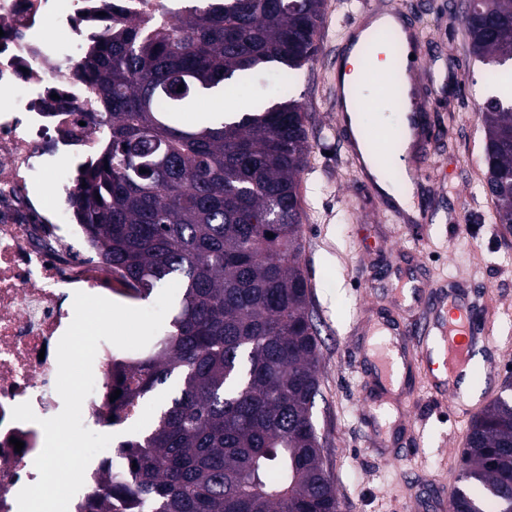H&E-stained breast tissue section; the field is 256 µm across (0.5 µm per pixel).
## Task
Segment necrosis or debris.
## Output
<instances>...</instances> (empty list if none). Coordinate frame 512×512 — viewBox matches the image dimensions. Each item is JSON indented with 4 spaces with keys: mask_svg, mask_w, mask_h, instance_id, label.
<instances>
[{
    "mask_svg": "<svg viewBox=\"0 0 512 512\" xmlns=\"http://www.w3.org/2000/svg\"><path fill=\"white\" fill-rule=\"evenodd\" d=\"M113 0H0V512L39 474V419L59 414V340L74 294L111 297L110 268L84 261L85 238L67 193L105 141V109L80 65L90 33L107 36ZM113 350L100 342L84 427L112 414ZM30 403L36 421L13 420ZM21 440L15 450L13 440Z\"/></svg>",
    "mask_w": 512,
    "mask_h": 512,
    "instance_id": "necrosis-or-debris-1",
    "label": "necrosis or debris"
}]
</instances>
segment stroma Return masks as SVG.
Segmentation results:
<instances>
[{
    "mask_svg": "<svg viewBox=\"0 0 512 512\" xmlns=\"http://www.w3.org/2000/svg\"><path fill=\"white\" fill-rule=\"evenodd\" d=\"M360 2L326 0L319 54L293 74L288 91L309 115L301 194L302 265L320 332L313 419L340 512H448L431 502L459 485L469 421L447 394L428 389L419 368L408 369L402 398L389 396L370 359L369 326L404 325L413 315L416 301L392 288L400 273L414 271L427 288L465 282L494 320L498 367L480 397L489 402L512 377V231L497 224L482 190L485 82L469 52L461 0H410L427 62L430 119L443 135L439 154L424 163L433 179L419 190L434 223H395L382 213L383 194L361 184L338 143L327 69L336 33Z\"/></svg>",
    "mask_w": 512,
    "mask_h": 512,
    "instance_id": "stroma-1",
    "label": "stroma"
}]
</instances>
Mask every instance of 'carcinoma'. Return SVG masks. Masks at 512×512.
<instances>
[{
  "label": "carcinoma",
  "instance_id": "carcinoma-1",
  "mask_svg": "<svg viewBox=\"0 0 512 512\" xmlns=\"http://www.w3.org/2000/svg\"><path fill=\"white\" fill-rule=\"evenodd\" d=\"M324 16V0H158L116 13L88 45L81 69L111 132L68 201L135 297L180 288L172 330L117 370L114 426L159 387L171 395L153 428L115 448L126 466L102 472L112 512H337L301 265L308 115L283 99L185 122L217 87L233 95L263 66L312 63ZM463 20L492 84L512 63V0H470ZM481 117L483 189L512 230V100L488 96ZM461 471L483 494L456 489L450 512H512V395L472 418Z\"/></svg>",
  "mask_w": 512,
  "mask_h": 512
}]
</instances>
